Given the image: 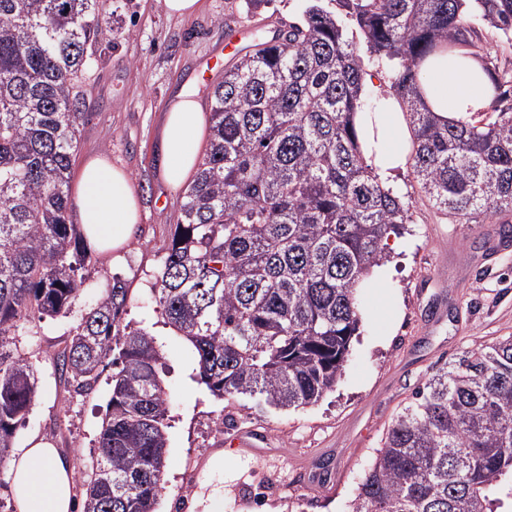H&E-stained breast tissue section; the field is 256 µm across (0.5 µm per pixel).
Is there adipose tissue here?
Instances as JSON below:
<instances>
[{
	"mask_svg": "<svg viewBox=\"0 0 512 512\" xmlns=\"http://www.w3.org/2000/svg\"><path fill=\"white\" fill-rule=\"evenodd\" d=\"M426 70L423 100L439 119L466 120L488 103L491 83L476 60L437 57ZM354 122L366 161L382 188L393 190L394 176L408 163L411 137L398 101L382 97L376 111L356 113ZM209 126V116L191 92L178 94L161 132L165 181L182 183L195 173ZM73 183L75 222L87 246L105 257L126 247L140 220L138 190L130 174L95 157L80 163ZM8 476L20 512H74L72 463L52 442L31 438L15 452Z\"/></svg>",
	"mask_w": 512,
	"mask_h": 512,
	"instance_id": "adipose-tissue-1",
	"label": "adipose tissue"
}]
</instances>
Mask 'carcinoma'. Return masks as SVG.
<instances>
[{
  "mask_svg": "<svg viewBox=\"0 0 512 512\" xmlns=\"http://www.w3.org/2000/svg\"><path fill=\"white\" fill-rule=\"evenodd\" d=\"M104 0H0V475L35 396L16 336L67 313L91 255L69 194L79 111L102 54ZM491 28L512 46V0H304L257 34L211 92V137L183 192L151 290L219 398L297 409L336 386L361 322L356 290L386 258L411 202L383 191L361 152L366 63H389L413 133L422 197L459 224L484 216L512 237V68L490 67ZM471 57L494 118L442 123L420 96L424 64ZM112 276L54 357L65 389L91 392L111 353L112 396L82 478L83 512H155L167 437L154 335L124 322ZM512 481V336L463 351L388 426L351 512H498Z\"/></svg>",
  "mask_w": 512,
  "mask_h": 512,
  "instance_id": "1",
  "label": "carcinoma"
}]
</instances>
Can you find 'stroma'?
I'll use <instances>...</instances> for the list:
<instances>
[{
    "label": "stroma",
    "instance_id": "1",
    "mask_svg": "<svg viewBox=\"0 0 512 512\" xmlns=\"http://www.w3.org/2000/svg\"><path fill=\"white\" fill-rule=\"evenodd\" d=\"M302 0H272L246 14L241 0H201L188 18L169 16L162 0H112L102 24L116 47L93 69L79 127L78 159L104 156L130 172L141 196L140 221L120 259L93 257L67 316L30 320L16 338L32 364L36 394L15 446L34 435L89 472L112 394V367L94 391L69 395L53 356L113 274L130 286L126 321L148 327L167 363L168 451L156 512H181L208 487L224 512H348L384 430L400 405L462 351L512 336V242L492 224H453L418 201L412 170L396 177L411 220L391 236L390 258L375 282L358 289L361 323L344 373L318 402L289 411L254 399H218L196 378L192 345L163 322L150 284L179 215L182 187L164 181L159 140L168 105L196 90L211 105L213 85L243 43L242 33L271 31L299 19ZM221 454V468L208 461ZM329 477L316 476L319 461Z\"/></svg>",
    "mask_w": 512,
    "mask_h": 512
}]
</instances>
